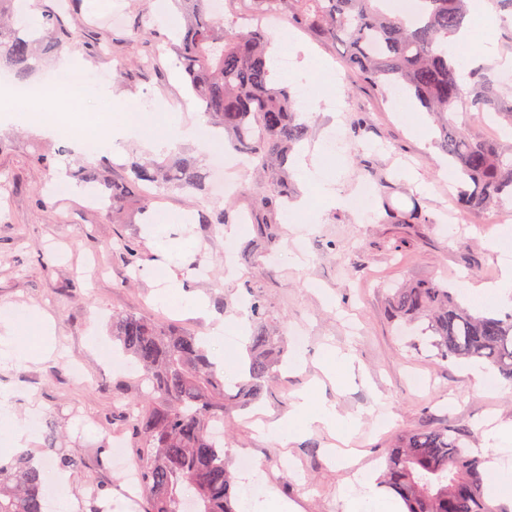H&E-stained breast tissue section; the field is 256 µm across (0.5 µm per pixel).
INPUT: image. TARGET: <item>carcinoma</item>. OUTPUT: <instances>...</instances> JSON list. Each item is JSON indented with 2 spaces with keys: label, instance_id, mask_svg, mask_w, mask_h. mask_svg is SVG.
<instances>
[{
  "label": "carcinoma",
  "instance_id": "cac0c4a2",
  "mask_svg": "<svg viewBox=\"0 0 512 512\" xmlns=\"http://www.w3.org/2000/svg\"><path fill=\"white\" fill-rule=\"evenodd\" d=\"M185 19L173 46L192 92L215 127L224 129L233 150L257 162L274 186L262 200L273 209L288 197L285 164L309 128L300 121L296 100L272 79L267 52L272 39L263 26L246 30L215 15L211 0H175ZM262 11L270 6L323 42L344 47L343 68L359 73L383 91L401 90L434 115L437 143L458 176L462 209H501L512 199V145L458 127L448 115L492 112L512 127V101H506L483 68L470 72L472 85L458 81L459 59L446 40L469 14L468 0H418L410 21L392 16L382 0H249ZM71 0L45 15L46 46L7 26L5 12L15 0H0V69L19 81L37 69L42 56L62 47L57 40ZM129 182H117L99 167L81 169L98 184L103 200L114 204L138 184L206 192L211 172L189 157L135 164ZM398 325L418 326L431 337L442 361H474L512 381V312L502 317L473 314L455 292L435 282L409 283L388 296ZM260 297L250 305L253 333L247 345L246 376L230 382L209 360L202 339L175 331L135 312L112 315V338L134 358L152 405L129 416L135 447L142 457L148 512H179L182 496L199 503L198 512H239L235 477L224 462V442L210 430L232 412L263 395L282 362L276 332L263 321ZM466 424L431 427L401 435L388 449L380 482L398 495L407 512H497L483 495L488 474L471 455ZM42 470L31 457L0 464V512H43Z\"/></svg>",
  "mask_w": 512,
  "mask_h": 512
}]
</instances>
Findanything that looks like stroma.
Masks as SVG:
<instances>
[{
  "label": "stroma",
  "instance_id": "35a3bbf8",
  "mask_svg": "<svg viewBox=\"0 0 512 512\" xmlns=\"http://www.w3.org/2000/svg\"><path fill=\"white\" fill-rule=\"evenodd\" d=\"M148 0H112L91 11L73 0L65 24L83 44L71 55L102 77L115 98L147 104L144 122L207 125L204 107L188 89L168 50L176 30L147 19ZM146 26L148 43H132V28ZM307 144L323 141L329 128L341 131L327 170L346 199L338 208L311 199L305 212L287 217V205L261 206L271 184L243 171L236 191L209 197L150 187L125 199L119 209L98 207L74 195H55L56 173L80 184V169L101 166L121 181L131 163L149 151L135 139L122 153L75 149L70 139L47 134L37 124L13 122L0 112V306L38 307L55 323L54 354L20 366L0 367V390L11 393L24 424L46 417L36 431L46 473L57 471L55 449L79 456L67 487L48 483V500L67 492L77 512H126L121 475L113 467L114 440L127 444L129 463L141 459L129 441L128 421L116 402L148 406L141 376L125 357L103 365L99 352L111 345L113 313L133 311L153 321L207 336L221 321L247 311L251 296L265 303L264 322L287 337L305 333L307 362L292 366V353L252 408L225 421L224 454L236 469L242 452L261 464L255 476L290 512H345L339 488L349 476L336 455V440L315 429L289 439L269 437L257 422L287 414L296 394L310 392L319 404L357 414L352 437L362 451L361 472L379 475L386 451L399 434L450 423L472 428L470 448L493 419L512 420V384L487 387L469 363L437 358L427 337L399 331L388 314L390 288L410 281H437L458 288L463 279H498V255L488 240L503 238L512 249V228L502 211H460L455 187L443 170L438 131L423 110H402L394 93H383L355 73L343 74L335 112H306ZM369 186L373 207L354 211L352 197ZM398 210H418L419 222L385 221L383 201ZM229 208V224H204L200 214ZM185 211L188 224L162 226L167 241H189L191 260L174 272L209 306L199 311L161 300L163 280L149 275L156 258L145 232L157 214ZM237 234H230V226ZM251 241L250 262H237V277L224 273V247ZM138 259H131L130 250ZM351 353L352 373L331 380L320 366L329 349Z\"/></svg>",
  "mask_w": 512,
  "mask_h": 512
}]
</instances>
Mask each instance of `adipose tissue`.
<instances>
[{
	"label": "adipose tissue",
	"mask_w": 512,
	"mask_h": 512,
	"mask_svg": "<svg viewBox=\"0 0 512 512\" xmlns=\"http://www.w3.org/2000/svg\"><path fill=\"white\" fill-rule=\"evenodd\" d=\"M47 131L55 136H73L78 148L91 147L101 150H120L123 141L137 138L145 148L156 150L163 147H173L185 141L194 140L202 148H209L216 134L190 124L185 127H174L156 123L147 127L137 122H125L114 127L111 135L92 136L86 133L73 135L69 126L48 120L44 123ZM323 146H315L313 150L303 151L293 156L292 169L302 190L314 191L326 206L336 207L343 205L345 199L336 187L334 179L325 175V166L322 162ZM189 215L184 211L163 212L157 215L155 224L147 225L146 233L156 240L155 247L160 260L155 268L156 273L163 275L169 283L172 293L183 294L187 305L197 309H205V299L192 294L184 293L183 283H180L172 266L181 260L189 251V243L172 245L169 242L156 239V224H184ZM488 247L501 256V277L492 284L474 285L463 282L462 288L470 303L492 308L512 309V258L506 256L505 245L502 240L490 241ZM15 312L9 307H0V365H14L30 359L29 350L19 346L16 342L18 334L23 327L37 330L44 338H52L54 325L51 317L36 308L28 309L24 314L23 322H16ZM359 416L343 414L336 407L317 405L307 395H298L288 414L271 423L267 432L274 437H281L292 432H305L315 428H323L339 436L350 434L358 425ZM341 498L346 505V512H399L398 506L391 498L384 495L378 488L375 480L361 476L355 481L347 483Z\"/></svg>",
	"instance_id": "ef3b65f1"
}]
</instances>
